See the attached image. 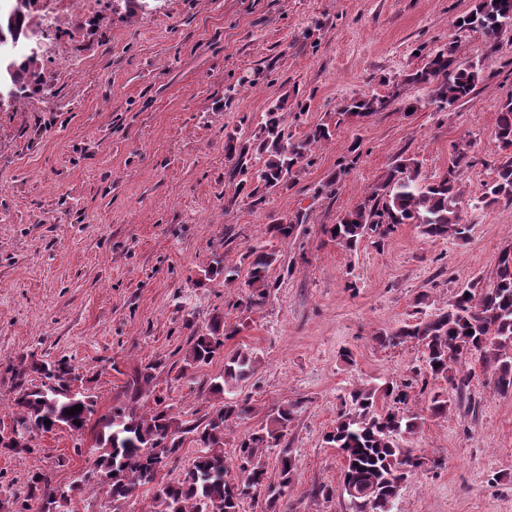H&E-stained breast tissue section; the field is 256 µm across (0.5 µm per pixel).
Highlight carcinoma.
<instances>
[{"mask_svg":"<svg viewBox=\"0 0 512 512\" xmlns=\"http://www.w3.org/2000/svg\"><path fill=\"white\" fill-rule=\"evenodd\" d=\"M452 27L458 33L481 34L485 46L492 49L503 31L512 29V0H474L469 10L453 20ZM34 28L32 12L26 11L10 24L6 37L28 39ZM14 63L18 81L43 89L39 61L25 55ZM480 77L479 60L460 58L451 44L428 54L410 81L425 90L430 103L445 109L469 98ZM287 103L288 98H281L265 112L258 142L248 145L234 133L225 135V154L235 160L231 177L245 173L249 152L253 151L263 160L253 172L257 186H286L311 147L333 135L328 125L319 123L303 139H292L281 118ZM383 104L376 97L353 98L346 101L341 114L363 119ZM494 138L502 151L511 154L497 168L496 178L474 198L475 207L501 197L512 199V98L501 107ZM469 164L467 153L460 151L443 175L431 178L422 174L415 159L402 156L377 188L347 210L327 233L350 249L356 248L368 232L384 236L400 224H416L424 235L435 239H462L467 225L462 223L458 182L463 167ZM243 260L248 266V286L253 289L245 302L248 310L266 298L269 271L279 261V254L251 246ZM239 274L238 268L224 265L220 258L205 270L208 277L224 276L227 284L236 281ZM236 333V328L224 326L220 316L212 317L205 332L192 339L183 362L190 367L210 363L223 352L224 339ZM376 336L386 346L408 342L420 346L424 375L433 381H447L459 396L470 383L471 374L463 370V363L472 356L490 369L496 392L511 394L512 245L500 252L487 284L463 288L443 311L392 330L381 329ZM257 364L258 357L252 352L224 357V375L209 386L210 393L223 398L224 403L198 419L177 421L160 399L147 415L114 408L112 415L99 418L100 430L90 451L94 457L92 473L99 489L112 500V512H121L120 504L149 484L154 488L149 512H240L245 500L260 498L268 512L276 510L279 498L295 478L296 456L287 448L280 450L274 485L268 482L262 450L280 446L295 405L278 406L266 422L240 441L239 475L232 481L227 479L224 459L225 431L250 411L248 399L238 398L236 390L253 376ZM158 368L159 364L149 363L131 376L126 389L132 398L143 395V388L151 384ZM32 369L40 375L37 384L27 380L25 369H13L16 393L10 432L18 439L0 434V448L18 457L35 451L32 440L40 433L65 429L81 434L95 414L93 396L73 389L80 374L71 363L60 359L35 364ZM408 400L407 392L387 382L356 387L344 399L336 422L325 432V442L343 458L340 488L350 512H394L402 483L423 467V457L404 446V439L424 424L423 415L408 407ZM76 405L82 410L67 414ZM450 408L448 394L439 391L429 397L430 416L446 417ZM188 436L197 445L191 465L175 479L158 480ZM84 487L83 483L67 490L54 487L47 474L35 471L28 477L26 497L10 506L0 502V512H31L33 500L40 504V512H65L71 493Z\"/></svg>","mask_w":512,"mask_h":512,"instance_id":"1","label":"carcinoma"}]
</instances>
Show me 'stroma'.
<instances>
[{
  "instance_id": "stroma-1",
  "label": "stroma",
  "mask_w": 512,
  "mask_h": 512,
  "mask_svg": "<svg viewBox=\"0 0 512 512\" xmlns=\"http://www.w3.org/2000/svg\"><path fill=\"white\" fill-rule=\"evenodd\" d=\"M471 0H160L128 13L100 0L84 13L70 0L63 25L41 34L46 89L0 109V429L13 408L7 370L21 361L67 358L97 415L123 405L125 383L157 363L141 411L163 397L183 420L220 406L208 391L224 358L257 353L242 386L251 413L224 436L230 474L238 443L278 405L296 410L281 441L297 459L283 512H349L343 461L323 440L344 394L369 381L409 382L417 345L386 347L374 333L447 306L488 277L512 243V201L473 208L504 155L494 130L512 97V32L487 49L455 33ZM457 43L481 59L470 98L440 110L408 77L426 53ZM377 97L364 120L338 121L342 101ZM287 98L284 124L299 139L336 124L313 146L288 186L236 192L224 136L258 137L272 101ZM415 112H406L408 103ZM468 144L460 176L462 239L434 240L415 224L371 233L351 250L324 232L363 201L399 156L442 175ZM291 223L288 241L271 224ZM279 251L263 302L244 310L245 279L205 278L215 256L241 265L252 245ZM238 329L211 363L184 369L193 336L213 315ZM470 403L427 417L405 439L425 465L400 490L397 512H512V394L494 393L477 358ZM96 431L36 436L33 454L0 452V500L24 497L30 471L55 486L87 478Z\"/></svg>"
}]
</instances>
